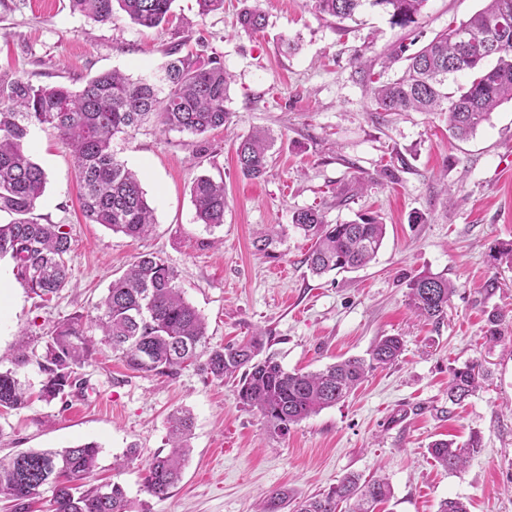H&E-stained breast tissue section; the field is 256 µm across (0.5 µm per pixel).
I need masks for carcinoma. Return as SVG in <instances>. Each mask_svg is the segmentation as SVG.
Wrapping results in <instances>:
<instances>
[{
	"label": "carcinoma",
	"instance_id": "1",
	"mask_svg": "<svg viewBox=\"0 0 512 512\" xmlns=\"http://www.w3.org/2000/svg\"><path fill=\"white\" fill-rule=\"evenodd\" d=\"M72 8L98 23H109L119 13L132 23L156 27L169 20L175 0H71ZM311 10L338 22L354 21L366 7L377 8L390 23L408 28L418 22L427 0H308ZM483 8L467 21L450 25L418 51L408 53L400 42L384 55L382 70L365 67L354 58L369 86L373 110L388 112H444L448 131L467 138L490 119L502 103L512 101V0H484ZM245 30L261 31L266 14L245 6L238 15ZM492 36L495 44L487 45ZM169 60L159 78L132 79L117 70L90 78L82 89L64 85L35 86L21 75L0 76V212L13 219L0 224V258L13 263L16 280L41 300H48L71 282V236L63 224H42L35 216L46 184V173L31 157L27 142L37 125L53 127L70 150L80 185L82 212L89 224H100L131 238L144 236L154 224L153 209L138 175L117 160L112 140L129 135L155 117L165 131L194 136L226 127L234 113L228 108L231 75L217 59L202 62L167 52ZM404 60L402 74L384 78L385 70ZM274 137L256 130L236 147L242 175L262 177L271 162ZM195 220L214 228L224 224V182L206 175L190 190ZM292 224L312 240L305 261L315 274L363 268L377 256L386 225L373 215L361 214L344 224H328L313 209L294 212ZM179 274L162 257L141 253L112 281L96 306V315L73 314L57 322L37 339L38 348L21 352L16 367L0 370V412L25 407L29 386L19 368L34 365L43 376L38 398L47 404L66 402L85 380L81 370L97 354L96 344L112 349L133 373L175 378L194 367L207 378L236 379L237 400L255 409L270 431L286 435L304 419L344 401L379 367L398 361L404 351L399 336H382L369 358L349 357L312 372L287 370L272 354H264L263 331L247 340L210 346L202 314L182 295ZM455 285L442 274L424 273L410 283L409 306L427 320L444 317ZM505 315L489 316L486 338L501 341ZM486 379L482 365L468 363L450 369L448 401L459 404ZM194 427L190 411L177 409L169 419V452L155 456L146 467L144 486L163 498L181 479L187 456V438ZM481 439L473 434L462 445L439 439L429 446L444 469L465 468ZM102 448L83 443L63 450H29L0 459V498L13 512H29L30 501L48 486L53 512H148L127 496L118 482L92 483ZM392 491L384 478L344 477L322 496L293 503L288 489L265 496L258 512H375Z\"/></svg>",
	"mask_w": 512,
	"mask_h": 512
}]
</instances>
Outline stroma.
Here are the masks:
<instances>
[{
  "mask_svg": "<svg viewBox=\"0 0 512 512\" xmlns=\"http://www.w3.org/2000/svg\"><path fill=\"white\" fill-rule=\"evenodd\" d=\"M253 2L268 18L260 33L240 27V0H224L223 11L205 17L196 0H175L169 22L154 28L122 15L96 23L70 0H0V75L78 90L112 69L135 78L156 72L177 45L221 60L233 77L235 114L201 136L152 121L113 140L154 210L155 224L140 239L86 223L69 151L53 130L33 129L28 150L47 174L35 214L67 225L72 279L44 304L12 283V300L0 310V368L13 367L23 333L95 314L112 280L144 252L178 270L211 345L259 328L284 368L305 371L366 356L387 335L403 337L404 353L344 402L279 437L238 403L234 380L211 382L191 367L173 380L135 374L105 349L67 403L35 399L0 414V456L98 443L96 480L120 483L149 512H254L271 490L299 500L328 493L350 473L389 482L392 497L376 512H437L446 498L463 500L469 512H512V264L493 258L496 247L512 244V102L465 140L449 135L444 114H377L353 59L380 64L406 30L371 8L359 22L340 24L306 0ZM483 4L428 0L414 33L429 41ZM256 129L273 133V162L250 180L234 148ZM201 175L224 184L221 227L194 219L190 188ZM310 208L330 224L380 215L386 236L376 260L353 273L311 274V243L292 224L295 211ZM268 224L284 237L257 251L254 233ZM427 272L457 288L436 323L408 306L410 281ZM494 311L506 315L497 344L485 338ZM469 362L482 363L489 377L449 404V370ZM179 407L195 418L190 452L180 482L157 498L144 487L145 467L168 453V417ZM473 433L481 448L461 471L431 457L432 441L461 444ZM131 449L135 460L116 469Z\"/></svg>",
  "mask_w": 512,
  "mask_h": 512,
  "instance_id": "1",
  "label": "stroma"
}]
</instances>
